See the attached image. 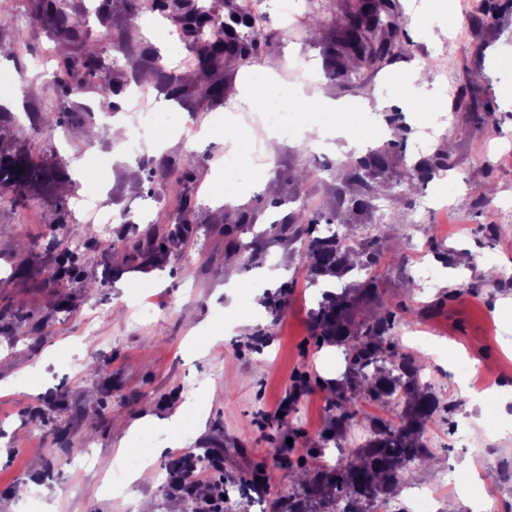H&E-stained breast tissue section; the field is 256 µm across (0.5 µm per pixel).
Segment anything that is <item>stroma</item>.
Returning <instances> with one entry per match:
<instances>
[{"instance_id": "1", "label": "stroma", "mask_w": 512, "mask_h": 512, "mask_svg": "<svg viewBox=\"0 0 512 512\" xmlns=\"http://www.w3.org/2000/svg\"><path fill=\"white\" fill-rule=\"evenodd\" d=\"M465 2L450 18L444 0L426 15L420 0H397L410 52L339 82L328 77L334 64L324 48L346 0H313L289 24L270 21L268 55L215 73L223 97L203 94L190 80L173 99L167 77L183 71L188 55L176 25L166 27L172 54L142 34L116 51L112 39L131 24L122 0H112L107 9L102 0H68V9L86 16L92 38L105 48L102 67L86 78L89 92L68 96L52 84L56 71L34 64L45 51L57 56L67 50L35 21V0H0V13L13 19L0 27V73L16 77L0 82V144H20L34 161L58 162L60 170L58 181L34 191L23 209L0 206V512H132L142 499L152 501L154 512H169L183 496L172 482L178 462L195 467L200 490L224 482L244 512H263L293 479L291 468L272 459L279 445L275 414L302 375L307 385L292 401L288 422L294 465L344 460L364 442L361 422L341 441L322 440L330 401L322 383L338 377L341 352L312 334L318 297L304 277L300 244L267 245L272 261L263 268L241 261L231 269L225 265L230 210L253 214L256 237L297 200L312 211L335 212L356 237L381 236V260L349 278V285L375 278L379 301L415 314L412 324L396 327L399 343L412 351L424 339L436 345L426 380L454 410L428 423L424 437L435 464L417 467L414 482L432 483L434 472H447L483 450L512 459V433H502L512 430V387L499 386L474 404L460 394L454 368L459 356L482 370L512 366V322L497 313L502 302L512 301V281L494 288L481 282L485 271L512 267V241L484 231L485 225L506 223L512 210V0H500L493 26L478 22L485 0ZM317 16L324 23L315 30L311 21ZM18 26L28 33L27 45L13 42ZM442 45L447 78L421 85L419 55ZM300 56L318 74L308 95L328 88L334 99L366 103L383 121L384 141L397 144L388 168L376 177L380 192L368 210L352 211L339 201L360 192L348 180V164L362 142L357 127L329 149L303 134L281 142L271 166L243 173L224 169L225 102L241 97L247 83L264 80L272 57L281 63L279 83H297L286 63ZM112 81L123 86L121 109L113 114L94 91ZM410 81L418 85L412 96L402 90ZM452 85L467 89L475 112L456 109L448 94ZM50 109L76 118L32 130V115ZM433 110L447 115L440 140L451 145L444 178L453 192L443 217L423 210L435 182L405 184L401 167L402 157L421 160L414 140ZM145 112L167 135L136 158L125 143L112 141L109 130L116 121L133 125ZM171 165L194 168L189 188L167 175ZM474 184L493 192L486 199L471 195ZM185 190L196 227L188 243L159 269L127 261L126 244L152 225L172 223ZM86 196L127 213L129 220L112 225L109 243L91 241L81 251L99 288L70 284L65 309L55 310L47 305L56 256L48 243L68 248L84 230ZM61 205L69 213L64 225L55 221ZM444 220L454 231L429 236V225ZM416 249L437 267L435 287L418 285V267L406 266L401 274L392 268L391 257ZM286 281L294 287L274 322L253 291L272 292ZM427 304L432 310L426 314ZM267 324L271 334L256 337V329ZM97 363L106 365L108 378L94 376ZM80 444L90 446L92 467L72 462L71 450ZM146 448L152 456H143ZM123 467L128 482L109 489V473ZM257 473L269 474L270 482L255 483ZM25 481L35 489L22 501L15 491Z\"/></svg>"}]
</instances>
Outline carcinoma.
I'll use <instances>...</instances> for the list:
<instances>
[{
  "label": "carcinoma",
  "mask_w": 512,
  "mask_h": 512,
  "mask_svg": "<svg viewBox=\"0 0 512 512\" xmlns=\"http://www.w3.org/2000/svg\"><path fill=\"white\" fill-rule=\"evenodd\" d=\"M36 19L51 27L59 39L78 47L57 59V69L66 76L62 85L67 94H82L87 89L85 76L102 65L103 48L94 44L81 16L65 10L61 0H35ZM341 38L336 41L337 56L350 55L352 62H341L329 75L331 79H347L353 66L381 67L391 57L407 52L408 42L400 39L404 18L395 0H358L355 8L343 12ZM180 31L191 43L194 71L204 80L199 87L204 93L213 92L209 77L233 62H242L249 53L263 50L262 35L247 38L252 29L250 20L236 12L224 20H215L212 9L192 0L178 17ZM122 87L111 83L97 87V95L106 108L114 110L119 104L113 97ZM392 149L372 153L351 162L352 179L362 185L365 198L354 199L355 208L366 205V197L375 191L372 175L384 166ZM448 151L442 147L423 160L415 170L405 174L408 182L430 180L448 170ZM51 171L19 151L0 147V205L22 208L28 191L44 182ZM191 197L181 195L180 210L174 223L151 228L143 240L129 245L127 258L145 267H158L168 256L172 244H184L192 234L189 215ZM335 223V216L321 211L307 212L302 207L285 215L269 227V242H298L303 247L306 281L311 285L330 283L354 270L351 257H363L365 269L380 259V237L369 236L357 242L348 231L325 235L320 225ZM251 227L243 210L229 214L224 225L228 250L232 255L248 254V261L259 265L264 260L263 246L256 241L244 242L241 234ZM51 278L58 284L81 281L84 288L95 284L87 281L79 264L78 254L64 250ZM293 283L282 284L278 293L268 301L270 323L257 330L267 336L283 311ZM362 297L379 298L375 279L365 281L364 288L354 295L345 287L340 292L324 291L318 309L312 315V335L318 343L341 349L345 371L340 380L324 386L330 395L331 407L324 441L337 440L359 420L366 422L369 434L364 443L353 451L354 458L346 463L325 464L313 471L304 470L288 491L271 500L270 512H326L324 506L339 498L346 500L345 512H368L366 505L386 494L394 496L401 479H410L407 463H422L430 458L424 439L427 422L441 411L452 412L454 405H442L433 389L419 378L423 361L412 351L393 340V330L402 322L390 304H380L379 311L358 318L354 311ZM366 396L383 405L403 406L395 421L359 415L356 398Z\"/></svg>",
  "instance_id": "obj_1"
}]
</instances>
